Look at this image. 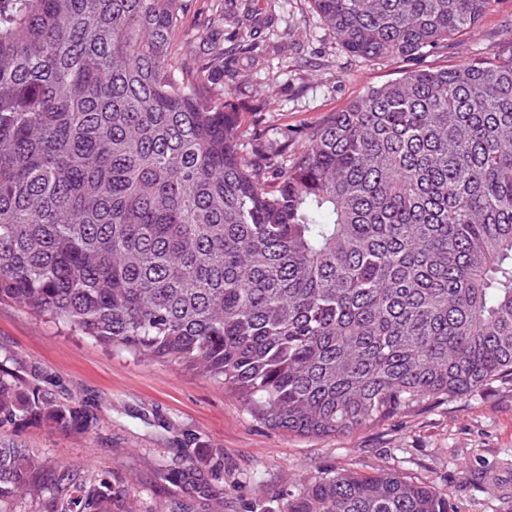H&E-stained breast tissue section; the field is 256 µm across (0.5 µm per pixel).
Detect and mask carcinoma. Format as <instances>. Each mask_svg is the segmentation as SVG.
I'll use <instances>...</instances> for the list:
<instances>
[{
  "label": "carcinoma",
  "instance_id": "cac0c4a2",
  "mask_svg": "<svg viewBox=\"0 0 512 512\" xmlns=\"http://www.w3.org/2000/svg\"><path fill=\"white\" fill-rule=\"evenodd\" d=\"M339 45L412 59L490 0H313ZM184 0H0V301L224 383L289 433H354L512 379V47L411 69L288 146L172 74ZM98 418L0 364V430ZM208 512L224 453L162 473ZM281 512H448L430 483L327 470ZM0 512H134L0 441Z\"/></svg>",
  "mask_w": 512,
  "mask_h": 512
}]
</instances>
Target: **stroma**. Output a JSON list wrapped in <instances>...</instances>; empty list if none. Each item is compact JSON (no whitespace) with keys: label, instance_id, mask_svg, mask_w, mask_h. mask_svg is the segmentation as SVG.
Masks as SVG:
<instances>
[{"label":"stroma","instance_id":"1","mask_svg":"<svg viewBox=\"0 0 512 512\" xmlns=\"http://www.w3.org/2000/svg\"><path fill=\"white\" fill-rule=\"evenodd\" d=\"M255 37L258 48L237 51ZM225 65L202 71L215 48ZM512 47V0H491L477 27L447 48L410 60L350 55L323 25L312 0H188L170 44L177 79L202 81L216 103L239 112L243 150L254 143L297 153L306 132L369 88L414 68L493 60ZM57 398L79 400L99 419L81 434L28 426L0 438L95 477L126 479L136 512H168L185 499L161 476L183 454L224 453V500L211 512L259 503L279 512L288 486L327 469L371 474L393 467L448 496L451 512H512V381L468 395L426 398L343 436L307 438L271 429L223 383L168 364L107 350L14 302L0 303V360Z\"/></svg>","mask_w":512,"mask_h":512}]
</instances>
